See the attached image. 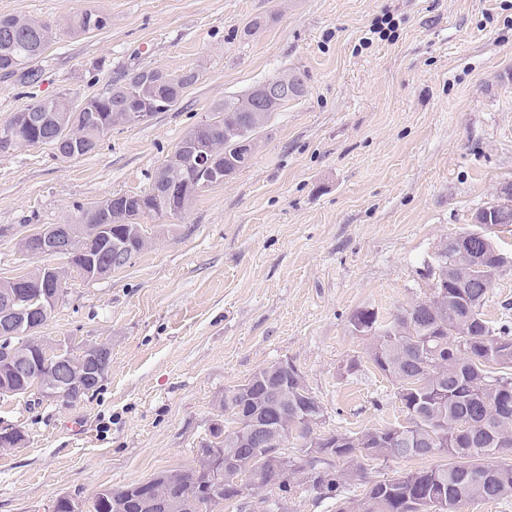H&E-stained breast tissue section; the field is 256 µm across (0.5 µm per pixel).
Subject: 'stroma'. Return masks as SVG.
I'll list each match as a JSON object with an SVG mask.
<instances>
[{
	"label": "stroma",
	"instance_id": "35a3bbf8",
	"mask_svg": "<svg viewBox=\"0 0 512 512\" xmlns=\"http://www.w3.org/2000/svg\"><path fill=\"white\" fill-rule=\"evenodd\" d=\"M106 29L62 34L32 84L0 76V124L44 98L106 93L134 67L196 71L175 108L117 126L91 154H0V282L41 265L21 236L105 198L144 193L165 157L224 99L285 73L302 97L275 112L251 163L176 216L105 278L68 277L38 336L111 348L93 395L0 397V512H90L98 490L195 466L226 390L293 363L323 410L318 433L405 419L397 387L350 326L390 321L432 293L440 245L512 182V0H0V15ZM269 24L244 30L255 15ZM390 35L374 33L378 19ZM512 325V269L483 308ZM354 372H345L349 361ZM109 24L106 15L95 10L81 12L67 22V29L71 34L87 35L105 29Z\"/></svg>",
	"mask_w": 512,
	"mask_h": 512
}]
</instances>
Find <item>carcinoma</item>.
I'll list each match as a JSON object with an SVG mask.
<instances>
[{
	"mask_svg": "<svg viewBox=\"0 0 512 512\" xmlns=\"http://www.w3.org/2000/svg\"><path fill=\"white\" fill-rule=\"evenodd\" d=\"M109 18L95 10L81 12L67 22L75 35H87L105 29ZM58 37L57 28L49 23L18 15H0V73L18 75L33 83L39 77L34 67L50 44ZM197 81L192 70L181 74L155 69L132 68L105 94L85 99L77 105L70 96L58 95L38 101L14 113L0 125V152L27 148L40 127L48 129L51 140L45 142L53 156L63 161L92 153L100 140L112 131L114 112H156L154 105L175 107L186 88ZM250 93L231 97L217 105L209 116L210 123L200 131V141L211 146L218 166L233 168L239 158L241 142L259 138L266 125L245 122L251 111ZM180 149V163L170 167L172 175L187 181L195 177L190 152ZM112 205L96 211L80 210L70 225L73 252L71 261L82 264L89 257L104 265L112 264V239L115 238ZM493 276L473 271L465 288L448 289V311L432 316L406 318L402 310L386 325L383 334L371 340L367 355L375 368L389 376L398 386L406 422L384 428H369L349 435L340 434L343 444L326 450L321 458L306 461L282 451L283 473L278 478V503L285 507L293 489L306 486L318 499L336 501V512H455L454 502L462 496L468 502L496 501L512 497V461L496 460L495 438H512V327L503 323L492 327L485 320L483 306ZM485 333L500 342L502 360L485 366L482 345L472 347L471 355H456V343L462 334ZM14 341L27 347L39 365V375L54 379L58 367L41 357L38 339L18 334ZM278 381L288 386V428L294 430L298 447H306L309 429L301 414L315 408V396L305 397L309 389H293L292 371L277 372ZM34 378L18 375L0 363V395H24ZM265 381L257 382L249 396L241 397L231 389L224 392V413L230 416L223 434L215 435L208 449L209 460L191 469H176L156 475L148 488L130 484L121 488H104L94 500V512H115L116 500H133L149 494L174 501L171 512H187L185 506L196 501L198 512H213V507L229 500L241 502V508L253 512L252 500L264 503V485L270 480L260 468L257 448H236L240 416H247L265 406ZM439 429L446 435V447L434 448L430 432ZM397 447H387V441ZM427 459L430 467L409 469L397 477L365 483L360 499L345 496V488L359 480L358 461L363 458ZM346 460L353 467L342 472L335 461ZM239 463V472L252 475L254 485L243 492L224 489L211 483L208 461Z\"/></svg>",
	"mask_w": 512,
	"mask_h": 512,
	"instance_id": "carcinoma-1",
	"label": "carcinoma"
}]
</instances>
